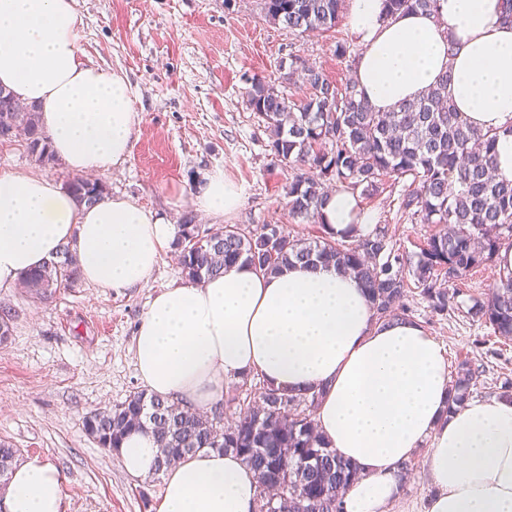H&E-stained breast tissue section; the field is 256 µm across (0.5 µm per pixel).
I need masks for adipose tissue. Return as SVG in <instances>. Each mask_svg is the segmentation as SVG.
Listing matches in <instances>:
<instances>
[{
  "instance_id": "ef3b65f1",
  "label": "adipose tissue",
  "mask_w": 512,
  "mask_h": 512,
  "mask_svg": "<svg viewBox=\"0 0 512 512\" xmlns=\"http://www.w3.org/2000/svg\"><path fill=\"white\" fill-rule=\"evenodd\" d=\"M75 0H0V85L39 106L50 148L77 174L125 161L140 119L122 73L85 60ZM502 0H442L439 16L385 14L384 0H350L359 44L354 80L387 112L448 75V96L471 125L498 133L495 170L512 180V24ZM201 209L226 215L241 203L223 175L209 177ZM358 204L330 192L320 220L334 237L354 234ZM175 228L125 197L78 205L54 180L0 176V287L63 244L84 281L104 290L146 286L172 248ZM148 392L209 409L225 381L257 376L272 388L321 395L323 440L360 477L345 512H387L401 495L399 466L424 451L427 512H512V395L452 405L448 361L419 321H376L365 289L334 267L296 263L266 274L244 263L157 294L134 339ZM121 465L152 475L151 434L125 438ZM259 484L234 452L186 455L163 473L157 512H254ZM5 512H66L63 478L50 463L13 470Z\"/></svg>"
}]
</instances>
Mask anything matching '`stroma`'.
Masks as SVG:
<instances>
[{
  "label": "stroma",
  "mask_w": 512,
  "mask_h": 512,
  "mask_svg": "<svg viewBox=\"0 0 512 512\" xmlns=\"http://www.w3.org/2000/svg\"><path fill=\"white\" fill-rule=\"evenodd\" d=\"M75 6L84 18L78 43L86 59L123 72L140 118L129 156L99 176L109 195L132 197L169 224L194 214L203 234L227 224H279L301 238L322 236L320 225L290 214L285 187L293 173L275 157L246 92L260 77L290 98L307 96L301 76L285 78L294 56L345 84L353 70L334 48L351 38L346 23L326 33L292 31L265 18L262 0H75ZM218 172L240 191V208L224 216L194 212V195ZM6 173L61 184L73 177L61 159L38 162L21 139L0 144V174ZM404 189L386 186L361 206L371 225L385 227L395 252L414 258L434 227L400 210ZM182 280L170 255L145 288L104 291L80 280L42 302L26 289L0 288V309L12 314L0 343V441L19 448L21 460L37 457L59 469L68 512H157L161 475L129 477L83 420L142 390L133 352L138 326L152 298ZM498 280L491 261L450 282L455 304L444 316L418 290L406 300L412 319L445 348L449 366L465 359L484 365L474 399L498 395L503 381L512 380V341L467 314ZM412 464L388 512H426L430 487L421 459Z\"/></svg>",
  "instance_id": "obj_1"
}]
</instances>
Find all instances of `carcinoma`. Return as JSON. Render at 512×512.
Wrapping results in <instances>:
<instances>
[{
	"mask_svg": "<svg viewBox=\"0 0 512 512\" xmlns=\"http://www.w3.org/2000/svg\"><path fill=\"white\" fill-rule=\"evenodd\" d=\"M344 0H264V16L290 30L328 32L336 27ZM386 15L404 12L439 14L441 0H385ZM303 74L310 93L294 101L261 78L247 91L252 110L271 133L272 150L295 170L288 185V207L299 218L319 221L325 185L372 195L388 181L408 183L402 209L420 224L438 227L427 238L417 261L395 253L385 230L334 241L295 238L278 224L250 230L227 224L199 239L194 216L179 225L175 243L181 275L190 282L224 273L238 262L266 274L292 262L333 265L352 274L368 293L377 320L407 318L404 303L410 266L416 288L437 314L453 307L448 283L493 260L501 248H512V181L492 175L497 135L463 120L448 99V76L416 99L399 103L391 112H376L355 82L342 86L319 69L290 59L288 77ZM40 108L24 105L0 87V123H15L27 137L30 152L43 163L54 159L40 126ZM67 190L76 203L94 205L106 191L98 183L75 177ZM80 278L76 252L64 245L59 253L22 276L24 288L36 299L52 297L58 288ZM471 318L495 335L512 339V273L500 275L491 297L475 302ZM486 373L470 360L459 362L449 382L452 401L462 403ZM227 425L222 419L189 411L181 402L143 391L84 420L96 443L117 451L137 431L152 434L159 450L158 467L204 449L232 451L255 471L258 482L273 464L281 469L280 488L297 487L314 504L312 512H344L342 498L359 476L350 462L336 456L322 441L315 423L318 396L288 394L265 386L253 398L235 395ZM18 450L0 441V482L8 484Z\"/></svg>",
	"mask_w": 512,
	"mask_h": 512,
	"instance_id": "cac0c4a2",
	"label": "carcinoma"
}]
</instances>
